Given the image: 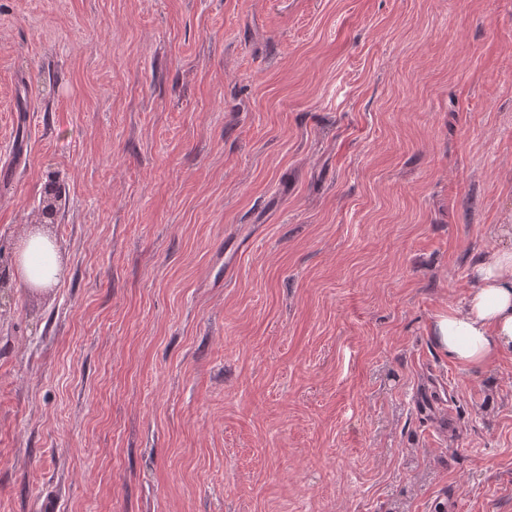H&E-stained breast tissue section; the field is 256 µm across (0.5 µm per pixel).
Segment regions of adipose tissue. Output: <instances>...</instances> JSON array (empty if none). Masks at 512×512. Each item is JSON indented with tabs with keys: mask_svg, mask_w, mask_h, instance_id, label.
I'll return each mask as SVG.
<instances>
[{
	"mask_svg": "<svg viewBox=\"0 0 512 512\" xmlns=\"http://www.w3.org/2000/svg\"><path fill=\"white\" fill-rule=\"evenodd\" d=\"M496 233L508 240V248L500 250L492 263L478 267L464 306L437 316L433 325L436 343L468 366L491 364L512 350V224L497 225ZM62 275L56 245L42 233L28 235L17 246L14 280L38 288Z\"/></svg>",
	"mask_w": 512,
	"mask_h": 512,
	"instance_id": "obj_1",
	"label": "adipose tissue"
}]
</instances>
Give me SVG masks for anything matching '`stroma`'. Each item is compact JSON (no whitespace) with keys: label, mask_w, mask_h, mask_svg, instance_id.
Here are the masks:
<instances>
[{"label":"stroma","mask_w":512,"mask_h":512,"mask_svg":"<svg viewBox=\"0 0 512 512\" xmlns=\"http://www.w3.org/2000/svg\"><path fill=\"white\" fill-rule=\"evenodd\" d=\"M498 224L512 0H0V512H512ZM496 233L511 241V248L479 266L464 306L440 314L433 325L436 343L468 366L489 365L512 350V224L496 225ZM62 276L56 245L41 232L29 234L17 246L12 260L14 280L38 288Z\"/></svg>","instance_id":"stroma-1"}]
</instances>
